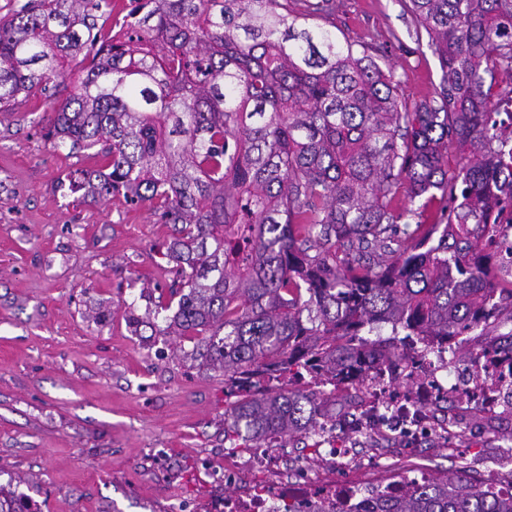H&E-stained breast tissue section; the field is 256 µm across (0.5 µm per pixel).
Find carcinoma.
Returning a JSON list of instances; mask_svg holds the SVG:
<instances>
[{
	"label": "carcinoma",
	"instance_id": "1",
	"mask_svg": "<svg viewBox=\"0 0 512 512\" xmlns=\"http://www.w3.org/2000/svg\"><path fill=\"white\" fill-rule=\"evenodd\" d=\"M129 3L105 36L112 0L0 15V112L43 95L45 140L104 161L69 190L173 225L165 325L129 324L195 342L240 391L225 434L259 448L315 429L317 399L273 380L346 389L416 343L453 365L512 349V282L487 253L512 202L498 140L512 112L493 93L512 77V0H408L441 71L438 97L411 105L362 43L310 23L330 0ZM402 488L373 492L371 512H512V492L466 475ZM0 512L32 510L0 487Z\"/></svg>",
	"mask_w": 512,
	"mask_h": 512
}]
</instances>
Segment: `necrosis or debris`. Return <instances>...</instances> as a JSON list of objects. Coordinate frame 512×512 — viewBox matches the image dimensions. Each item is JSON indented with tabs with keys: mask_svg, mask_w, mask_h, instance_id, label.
<instances>
[{
	"mask_svg": "<svg viewBox=\"0 0 512 512\" xmlns=\"http://www.w3.org/2000/svg\"><path fill=\"white\" fill-rule=\"evenodd\" d=\"M368 393L355 408L353 428L364 438L412 442L437 428L431 406L449 398L487 410L512 404V357L489 355L479 364L453 369L446 353L432 350L404 367L382 368L368 378ZM308 500L311 512H336L335 491L306 495L280 484L247 498H220L211 512H284L288 502Z\"/></svg>",
	"mask_w": 512,
	"mask_h": 512,
	"instance_id": "4bbe7bcc",
	"label": "necrosis or debris"
}]
</instances>
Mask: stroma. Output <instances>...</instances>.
Here are the masks:
<instances>
[{
  "mask_svg": "<svg viewBox=\"0 0 512 512\" xmlns=\"http://www.w3.org/2000/svg\"><path fill=\"white\" fill-rule=\"evenodd\" d=\"M327 21L367 44L402 100L436 96L438 59L403 0H336ZM37 105L22 97L0 114V486L40 512H208L219 495L302 477L343 491L512 472L511 411L440 403L433 414L459 427L455 444L434 437L404 451L391 438L357 439L349 420L361 390L329 386L318 400L355 458L330 463L313 431L285 440L288 456L273 466H251L249 451L224 439L233 399L223 373L201 366L193 342L128 324L172 278L163 257L172 226L119 197L70 193V174L97 161L53 149ZM100 308L109 322L92 320ZM227 464L236 478L216 489L211 470Z\"/></svg>",
  "mask_w": 512,
  "mask_h": 512,
  "instance_id": "35a3bbf8",
  "label": "stroma"
}]
</instances>
